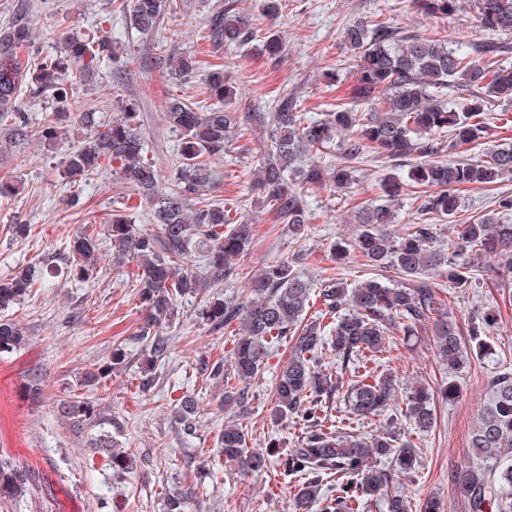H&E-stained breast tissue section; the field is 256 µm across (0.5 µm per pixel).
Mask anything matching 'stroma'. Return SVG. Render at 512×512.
<instances>
[{"instance_id":"35a3bbf8","label":"stroma","mask_w":512,"mask_h":512,"mask_svg":"<svg viewBox=\"0 0 512 512\" xmlns=\"http://www.w3.org/2000/svg\"><path fill=\"white\" fill-rule=\"evenodd\" d=\"M31 2L34 37L26 58L56 55L66 37L83 34L94 25L101 34L115 38L116 62L76 87L72 109L105 121L118 116L120 104L136 103L148 156L166 183L173 179L178 146L177 134L164 121L167 100L172 96L204 100V79L211 68L223 67L231 79L236 95L228 105L230 111L266 112L276 98L288 93L299 98L308 117L319 119L350 97L355 63L341 31L354 20L377 17L402 32L448 40L463 31L478 45L506 39L505 34L480 28L466 6L448 16L429 17L414 11L409 0H284L273 23L262 13L260 0H237L236 8L250 20L254 38L243 49H219L208 39L206 24L221 0H171L152 34L126 25L130 0ZM274 24L283 31L287 48L273 60L263 44ZM164 50L194 54L200 62L197 72L181 83L170 82L155 63ZM22 110L33 136L13 146L0 143V180L17 188L15 195L0 198V277L34 262L41 263L46 273L32 296L8 313L24 328L26 344L19 352L0 357V457L34 471L37 487L26 497L0 500V512H163L166 490L179 484L196 488L190 512H294L295 478L281 475L275 467L240 476L225 467L218 448V433L227 417L224 388L205 379L199 360L229 356L235 328L216 332L197 324L198 300L184 297L164 331L168 354L154 369L152 383H142L145 343L138 331L137 288L127 277V264L117 259L107 240L106 224L109 214L120 210L136 231L157 233L152 204L109 171L87 182L66 184L63 162L87 133V126L71 118L60 120L48 98L23 99ZM58 120L64 123L63 134L55 144H44L37 129ZM509 141L512 107L501 105L492 112L481 144L446 147L437 158L475 161L488 148ZM266 148V130L251 123L226 144L223 156L212 160L224 176L212 190V198L224 202L232 218L245 217L253 224L248 250L219 286L224 297L247 299L252 280L287 257L316 284L335 276L353 285L377 275L391 284L410 286L408 277L366 266L355 250L344 263H337L333 247L339 242L355 243L362 207L384 198L389 174L408 173L414 158L357 164L352 183L342 190L310 187L311 230L297 238L270 207L260 205L253 190ZM503 191L512 193V176L486 188L471 186L461 191L454 221L435 223L441 248L450 249L461 225L489 210L495 193ZM14 224L30 225L29 237L14 238L10 231ZM87 226L102 244L97 268L84 281L69 274L66 254L73 238ZM481 266L477 279L467 287L450 284L442 275L433 278L442 309L455 320L468 354L463 366L455 370L439 359L432 322L416 326L409 336L393 331L395 353L389 364L396 377L393 404L388 412L355 425L357 432L367 436L398 427L401 441L413 445V476L402 480L399 488L416 510L432 497L445 504L447 512H467L464 502L452 494L448 476L470 460V430L493 378L502 369L512 368V271L496 257L483 260ZM487 312L496 314L498 323L487 336L488 350L482 354L469 330L471 322ZM118 346L126 352V365L97 388L82 391V373L104 364ZM288 354L287 347L273 349L251 386L245 420L249 447L264 448L274 436L281 448H292L302 433L300 425L276 426L270 418L271 385ZM35 384L44 390L38 403L29 395ZM447 384L456 386L457 396L448 402L435 400L436 423L430 431H418L405 420L402 408L412 387L436 392ZM81 393L97 403L99 415L95 423L77 432L58 405ZM184 395L198 404L197 429L191 435L184 434L176 415V403ZM102 426L137 460L136 470L124 478L113 477L106 459L91 446Z\"/></svg>"}]
</instances>
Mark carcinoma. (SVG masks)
<instances>
[{
    "label": "carcinoma",
    "instance_id": "carcinoma-1",
    "mask_svg": "<svg viewBox=\"0 0 512 512\" xmlns=\"http://www.w3.org/2000/svg\"><path fill=\"white\" fill-rule=\"evenodd\" d=\"M429 16H446L461 8L460 0H413ZM169 0H131L129 17L134 28L149 32L158 28ZM480 27L512 33V0H468ZM31 0H13L10 21L0 27V123H7L5 137L19 143L29 136L28 123L19 105L21 93L30 99L50 95L57 108L70 105L69 91L91 79L103 62L116 56L112 40L91 27L69 38L56 56L37 64L23 63L21 54L33 40L29 23ZM214 46L238 48L253 37L249 21L236 13L235 0H226L208 18ZM342 42L354 55L356 81L351 101L336 104V111L310 120L299 111L297 99L285 95L274 111L255 112L261 126L269 129V148L260 166L259 189L276 217L288 224L292 235L310 231L308 204L302 189L324 180L344 188L353 181L354 164L374 155L394 161L413 155L419 158L408 173V185L416 188L420 214L451 219L459 210L458 192L468 186L490 184L512 174V144L491 148L476 161L443 162L432 159L442 144L461 147L485 138L486 114L500 103L512 102V67L501 62L505 46L478 47L462 34L455 46L448 40L425 34H402L383 22L358 19L343 29ZM169 79L181 82L195 74L197 61L190 55L159 56ZM212 103L173 97L165 122L176 131L178 166L174 184L164 186L148 158V144L141 135L134 105L121 106V116L97 122L78 113L91 127L65 162V175L75 184L110 167L132 190L155 203L158 234L137 233L123 214L113 213L107 224L109 240L118 254L136 262V287L144 312L139 327L146 341L145 365L154 369L167 350L162 325L174 319L178 298L204 288H215L235 270V260L252 240V225L231 221L224 203L206 197L224 179L209 158L224 153L232 130L239 127L234 113L225 109L232 100V86L221 68L205 79ZM459 102L449 106L448 91ZM339 151L334 164L321 157L326 149ZM435 187L429 194L423 187ZM512 212V195L496 197L495 209L463 225L456 243L461 250L478 249L497 255L512 269V224L501 215ZM390 202L370 205L358 217L361 224L355 249L375 268L392 269L415 279L409 287H391L373 278L351 287L330 278L317 292L321 315L303 323V315L315 284L294 270L293 262L279 261L252 282L254 298L227 300L219 295L203 301L195 310L199 323L219 330L239 323L240 338L230 356L201 362V370L214 383L224 385V407L236 416L224 422L220 436L225 462L245 473L261 472L272 465L284 476H301L296 486V510H308L321 498L322 487L335 483L336 494L326 498L323 512H363L368 499L383 503V512H409L410 501L398 491L399 475L413 473L415 451L398 442L394 432L370 437L342 432L324 415V406L340 392L324 367V351L336 356V366L353 369L358 380L347 390L351 415L360 419L378 416L389 409L394 397L393 378L383 369L381 356L389 352L385 330L400 327L405 334L431 319L442 307L429 277L444 274L464 286L472 268L457 264L434 246L432 224H411L403 236L388 231L392 223ZM99 239L86 229L74 237L67 258L73 276H91L97 264ZM203 265L189 263L191 254ZM42 279V269L29 265L7 279H0V314L32 295ZM497 318L486 313L471 324L470 334L485 336ZM437 352L448 366L463 364L461 341L451 320L435 323ZM23 328L0 318V355L11 354L24 344ZM289 344L291 355L280 370L273 389L275 423L291 421L302 426L298 447L283 453L271 438L266 449L249 448L248 433L241 423L248 414L251 382L260 375L271 350ZM123 349L112 351L110 362L91 368L81 386L95 387L125 364ZM432 394L419 388L407 396L405 417L427 431L435 423ZM72 427L80 430L96 419V404L73 395L60 404ZM197 405L183 397L177 415L187 433L196 430ZM108 452L109 466L117 476L132 472L134 459L115 450L109 433L93 442ZM472 462L451 473L450 484L468 512H512L503 491L512 488V370L497 374L487 402L480 408L470 431ZM381 458L395 460L396 468L378 467ZM32 473L11 461L0 460V498L17 499L27 494ZM196 498L195 487L176 486L165 497L164 512H188Z\"/></svg>",
    "mask_w": 512,
    "mask_h": 512
}]
</instances>
